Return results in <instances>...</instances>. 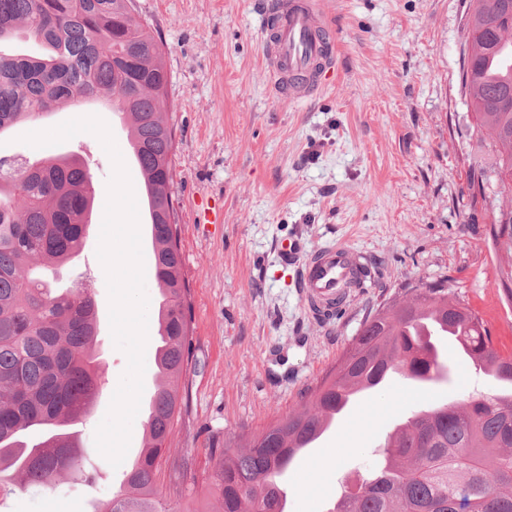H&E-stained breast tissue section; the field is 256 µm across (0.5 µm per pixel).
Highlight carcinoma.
<instances>
[{
    "label": "carcinoma",
    "mask_w": 512,
    "mask_h": 512,
    "mask_svg": "<svg viewBox=\"0 0 512 512\" xmlns=\"http://www.w3.org/2000/svg\"><path fill=\"white\" fill-rule=\"evenodd\" d=\"M460 82L473 114V131L492 156L491 167L470 176L485 184L512 170V0H470ZM33 43L26 53L0 52V136L14 127L69 108L100 103L117 113L144 173L154 273L164 303L158 309L163 349L153 410L144 424L136 461L123 466L119 490L90 512H184L157 488L166 443L181 418L185 396L173 381L190 369L193 327L183 273L171 184L175 138L165 119L166 47L133 0H0V45ZM48 161L30 173L29 158L0 175V497L29 487L54 490L72 477L91 486L97 472L80 448L75 427L100 394L95 356L96 302L87 288L59 291L34 275L37 265L62 267L84 247L96 186L86 159L44 146ZM499 250L512 253V209ZM411 297L383 305L363 321L353 347L305 394L300 407L236 447L209 449V487L222 512H288L284 476L328 413L339 415L355 390L379 386L390 373L415 385L431 407L404 420L403 435H388L358 494H342L330 512H512V396L480 394L464 404L436 399L452 381L455 363L413 332L421 320L452 329L462 356L512 385V353L498 350L482 318L446 288H411Z\"/></svg>",
    "instance_id": "cac0c4a2"
}]
</instances>
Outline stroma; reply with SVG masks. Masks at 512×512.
<instances>
[{"label":"stroma","mask_w":512,"mask_h":512,"mask_svg":"<svg viewBox=\"0 0 512 512\" xmlns=\"http://www.w3.org/2000/svg\"><path fill=\"white\" fill-rule=\"evenodd\" d=\"M262 0H134L168 47L169 116L179 141L174 202L195 327L186 408L169 454L190 464L183 503L218 512L203 496L209 448L237 441L295 410L349 348L379 304L404 289L450 286L512 350V303L494 250L493 211L512 191L490 184L470 203L465 184L491 157L470 137L459 83L469 0H322L339 40L329 84L296 102L272 93L261 58ZM61 150H84L104 211L112 162L81 133ZM208 200L219 216L199 223ZM100 226L65 272L92 280L103 388L83 447L105 417L127 358L114 345ZM328 241L363 252L371 277L331 323L307 315L283 248ZM403 377L354 400L288 475V512H327L345 478L367 472L373 451L418 405ZM333 456L329 471L320 461ZM69 481L30 489L7 512H71Z\"/></svg>","instance_id":"obj_1"}]
</instances>
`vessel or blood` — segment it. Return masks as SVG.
Wrapping results in <instances>:
<instances>
[{"label": "vessel or blood", "mask_w": 512, "mask_h": 512, "mask_svg": "<svg viewBox=\"0 0 512 512\" xmlns=\"http://www.w3.org/2000/svg\"><path fill=\"white\" fill-rule=\"evenodd\" d=\"M262 52L276 95L300 101L334 68L338 41L319 0H265ZM366 265L350 246L326 243L301 255L295 274L308 315L327 323L356 295Z\"/></svg>", "instance_id": "vessel-or-blood-1"}]
</instances>
